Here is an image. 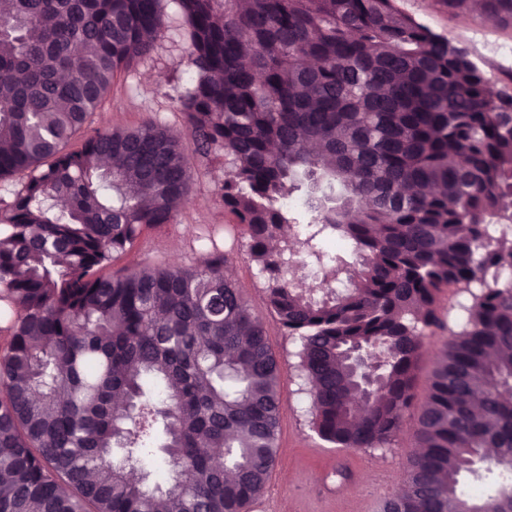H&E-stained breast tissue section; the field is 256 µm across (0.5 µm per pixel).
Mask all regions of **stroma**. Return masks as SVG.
<instances>
[{
  "label": "stroma",
  "instance_id": "obj_1",
  "mask_svg": "<svg viewBox=\"0 0 512 512\" xmlns=\"http://www.w3.org/2000/svg\"><path fill=\"white\" fill-rule=\"evenodd\" d=\"M398 5L448 39L464 40L492 81L502 79V71L492 62L490 46L512 41L511 28L487 23L476 12L448 16L436 0H398ZM188 47L178 22L169 23L152 53L114 79L103 104L90 117V129L131 128L152 121L168 128L183 143H190L187 119L178 104L180 93L193 77L187 65ZM189 166L188 201L176 209L171 223L146 230L113 262V269L200 262L203 252L197 235L233 223L221 196L223 154L190 153ZM224 251L245 298L266 324L281 366L277 461L251 512H263V505L270 502L287 512H378L381 503L403 486L407 457L415 445L417 408L406 412L396 443L386 451L343 450L322 441L310 427L308 401L296 370L299 344L283 334L267 306L259 268L248 255L247 238L238 232L225 235Z\"/></svg>",
  "mask_w": 512,
  "mask_h": 512
}]
</instances>
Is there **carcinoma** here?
<instances>
[{"label": "carcinoma", "mask_w": 512, "mask_h": 512, "mask_svg": "<svg viewBox=\"0 0 512 512\" xmlns=\"http://www.w3.org/2000/svg\"><path fill=\"white\" fill-rule=\"evenodd\" d=\"M174 2L194 74L179 106L196 150L224 152V209L300 343L312 430L391 447L446 331L382 512H512V74L492 91L397 0ZM481 3L512 28V0ZM165 16L164 0H0V179H21L0 223V512H250L275 463L280 363L224 251L101 273L189 199L164 126L84 132ZM298 193L310 221L285 236ZM336 234L348 268L322 246ZM353 349L375 359L369 386ZM465 474L494 484L472 498Z\"/></svg>", "instance_id": "obj_1"}]
</instances>
